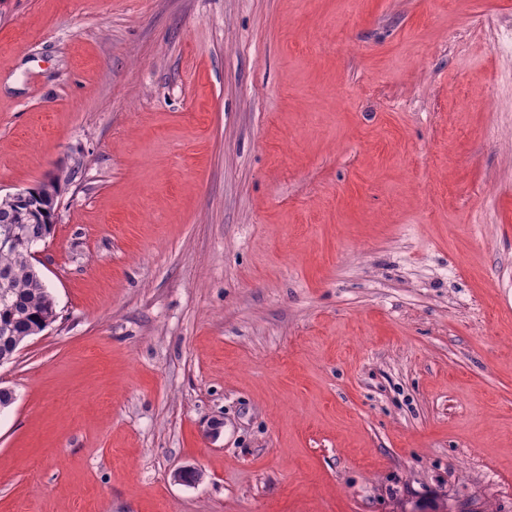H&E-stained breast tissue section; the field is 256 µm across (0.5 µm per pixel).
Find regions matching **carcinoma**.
Masks as SVG:
<instances>
[{"label":"carcinoma","mask_w":512,"mask_h":512,"mask_svg":"<svg viewBox=\"0 0 512 512\" xmlns=\"http://www.w3.org/2000/svg\"><path fill=\"white\" fill-rule=\"evenodd\" d=\"M54 184L44 181L31 187L30 197L23 203L0 199V227L16 226L27 242H40L50 236L57 197ZM0 289L10 291L0 300V355L9 354L17 344L36 335L46 321L56 318L55 301L36 268L28 260L26 250L0 252Z\"/></svg>","instance_id":"cac0c4a2"}]
</instances>
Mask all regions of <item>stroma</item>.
Returning a JSON list of instances; mask_svg holds the SVG:
<instances>
[{
  "label": "stroma",
  "mask_w": 512,
  "mask_h": 512,
  "mask_svg": "<svg viewBox=\"0 0 512 512\" xmlns=\"http://www.w3.org/2000/svg\"><path fill=\"white\" fill-rule=\"evenodd\" d=\"M48 178L0 512H512V0H0Z\"/></svg>",
  "instance_id": "obj_1"
}]
</instances>
